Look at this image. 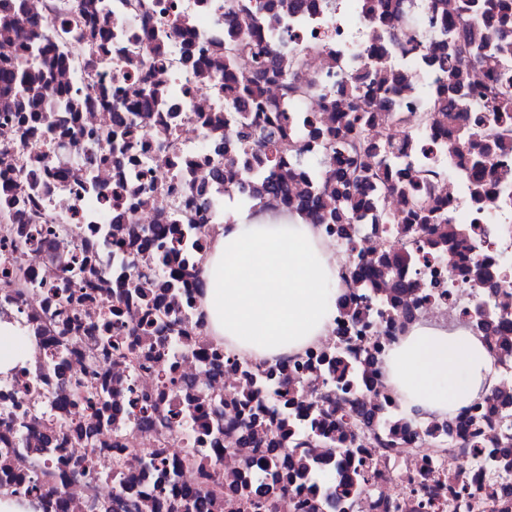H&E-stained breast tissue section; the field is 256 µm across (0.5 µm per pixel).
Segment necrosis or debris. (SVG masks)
Instances as JSON below:
<instances>
[{"mask_svg": "<svg viewBox=\"0 0 512 512\" xmlns=\"http://www.w3.org/2000/svg\"><path fill=\"white\" fill-rule=\"evenodd\" d=\"M20 20L43 25L71 63L51 75L52 92L87 107L56 113L27 133L22 115L0 110V323L18 325L32 353L0 374V488L25 491L43 462L58 490L35 512H179L175 489L218 481L228 492L207 512H251L247 492L267 487V512H512V180L471 197V155L463 136L482 107L448 120L436 113L417 130L418 87L434 73L404 57L372 141L396 143L404 159L428 158L444 224L412 220L415 190L390 193L396 221L365 215L352 234L318 231L339 261L343 290L327 336L295 356L261 362L224 348L201 309L202 261L225 197L260 196L288 214L319 162L307 130H335L336 99L366 73L378 41L338 0L288 19L289 45L272 68L303 94L284 103L265 84L270 108L302 113L285 128L288 191L224 171V148L239 142L241 119L224 113L227 0H6ZM112 32L90 52L82 26ZM192 45L201 63L178 59ZM141 79L149 111L122 102ZM333 97H323V89ZM193 197L179 217L175 206ZM164 228L163 237L147 236ZM178 240V254L167 264ZM458 322L482 336L498 385L452 418H413L386 383L385 358L420 321ZM121 351H102L113 324ZM93 377L96 395L78 389ZM157 401L149 413L132 393ZM182 421L173 425L171 413ZM171 462L153 467V458Z\"/></svg>", "mask_w": 512, "mask_h": 512, "instance_id": "necrosis-or-debris-1", "label": "necrosis or debris"}]
</instances>
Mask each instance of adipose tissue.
I'll list each match as a JSON object with an SVG mask.
<instances>
[{"instance_id":"obj_1","label":"adipose tissue","mask_w":512,"mask_h":512,"mask_svg":"<svg viewBox=\"0 0 512 512\" xmlns=\"http://www.w3.org/2000/svg\"><path fill=\"white\" fill-rule=\"evenodd\" d=\"M207 331L228 349L261 360L302 353L327 334L339 267L300 214L263 215L258 201H230L203 263ZM387 381L408 413L444 418L498 382L482 339L460 324L423 321L389 353Z\"/></svg>"}]
</instances>
